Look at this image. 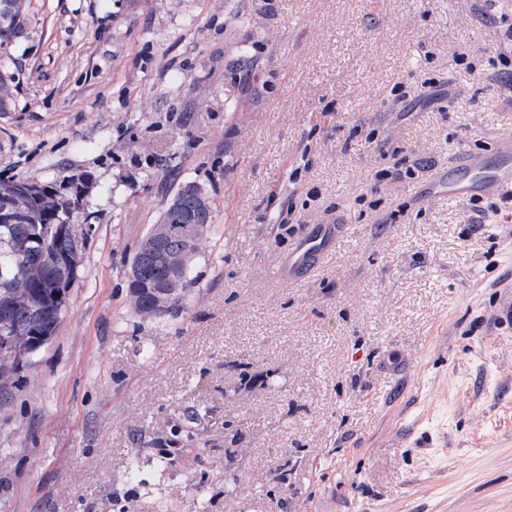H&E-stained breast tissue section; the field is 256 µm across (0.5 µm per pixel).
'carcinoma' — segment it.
Listing matches in <instances>:
<instances>
[{
	"label": "carcinoma",
	"instance_id": "obj_1",
	"mask_svg": "<svg viewBox=\"0 0 512 512\" xmlns=\"http://www.w3.org/2000/svg\"><path fill=\"white\" fill-rule=\"evenodd\" d=\"M28 15L12 20L7 33L0 32V50L6 49L24 38ZM24 183L0 178V207L12 202V197ZM204 190L194 182H186L177 188L172 202L174 208L164 211L161 222L178 224L184 218L195 226L210 231L212 212L209 201H201ZM66 204L58 220H52L51 206H33V217L26 224H9L0 227V237L20 244L33 235L50 231L49 249L37 245L14 256L0 250V266L11 269L10 275L0 280V392L9 382L20 363L27 360L39 347L54 335L66 304L65 289L71 281L55 264V258L68 257L73 267H78L83 242L74 234L61 233L58 227L73 223V215L80 208ZM196 249V243L178 234L164 237L146 236L141 239L132 259L128 288L142 291L143 310L150 309L153 296L150 290L167 288L174 277V268L161 256L178 257ZM194 284L192 268L183 270L180 288L182 293L172 303L167 313L181 306L185 292Z\"/></svg>",
	"mask_w": 512,
	"mask_h": 512
}]
</instances>
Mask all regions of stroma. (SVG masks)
Returning a JSON list of instances; mask_svg holds the SVG:
<instances>
[{
  "mask_svg": "<svg viewBox=\"0 0 512 512\" xmlns=\"http://www.w3.org/2000/svg\"><path fill=\"white\" fill-rule=\"evenodd\" d=\"M495 11L32 0L0 178L95 183L57 331L0 396V512H512V217L424 195L512 113ZM187 181L213 226L145 319L132 256ZM331 220L335 260L276 285Z\"/></svg>",
  "mask_w": 512,
  "mask_h": 512,
  "instance_id": "1",
  "label": "stroma"
}]
</instances>
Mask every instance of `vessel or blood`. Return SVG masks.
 I'll return each mask as SVG.
<instances>
[{"label": "vessel or blood", "instance_id": "1", "mask_svg": "<svg viewBox=\"0 0 512 512\" xmlns=\"http://www.w3.org/2000/svg\"><path fill=\"white\" fill-rule=\"evenodd\" d=\"M493 153L500 157L498 165H489L485 155L476 151L459 154L449 165L447 173L438 174L432 181V194L437 198L465 201L479 196H494L512 188V135L504 134L493 142ZM344 227L336 222L318 225L296 240L272 277L281 285H296L312 272L327 266L335 256L336 242Z\"/></svg>", "mask_w": 512, "mask_h": 512}]
</instances>
